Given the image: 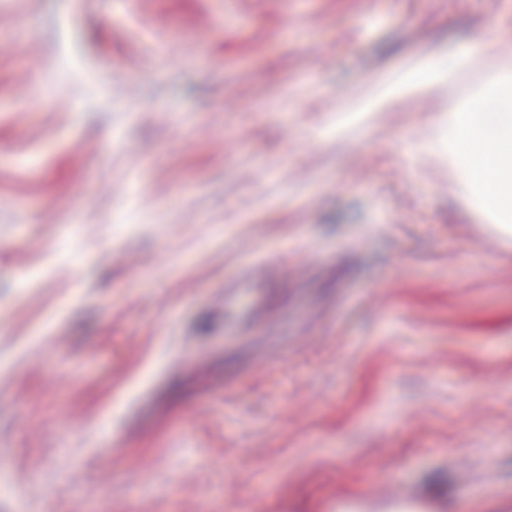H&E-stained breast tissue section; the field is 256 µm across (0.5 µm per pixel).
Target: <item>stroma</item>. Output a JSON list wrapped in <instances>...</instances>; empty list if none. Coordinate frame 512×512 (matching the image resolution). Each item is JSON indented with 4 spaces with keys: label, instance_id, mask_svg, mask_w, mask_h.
I'll return each instance as SVG.
<instances>
[{
    "label": "stroma",
    "instance_id": "stroma-1",
    "mask_svg": "<svg viewBox=\"0 0 512 512\" xmlns=\"http://www.w3.org/2000/svg\"><path fill=\"white\" fill-rule=\"evenodd\" d=\"M512 0H0V512H512V223L408 87Z\"/></svg>",
    "mask_w": 512,
    "mask_h": 512
}]
</instances>
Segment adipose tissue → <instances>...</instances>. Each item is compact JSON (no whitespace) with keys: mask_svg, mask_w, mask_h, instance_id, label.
<instances>
[{"mask_svg":"<svg viewBox=\"0 0 512 512\" xmlns=\"http://www.w3.org/2000/svg\"><path fill=\"white\" fill-rule=\"evenodd\" d=\"M494 143L512 149V79L491 78L476 99L448 113V153L457 171L482 189L483 204L501 223L512 222V179L496 178V157L482 167L473 163V145Z\"/></svg>","mask_w":512,"mask_h":512,"instance_id":"ef3b65f1","label":"adipose tissue"}]
</instances>
